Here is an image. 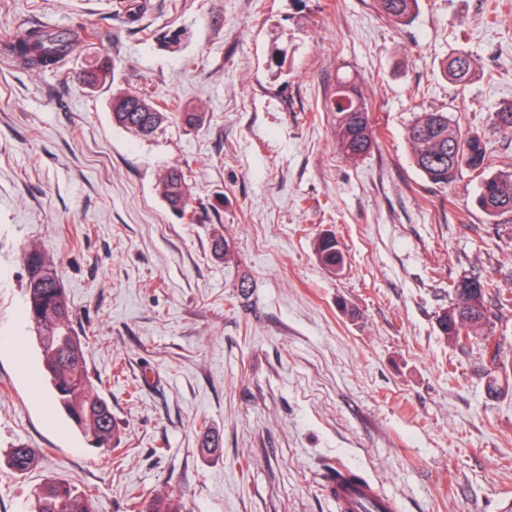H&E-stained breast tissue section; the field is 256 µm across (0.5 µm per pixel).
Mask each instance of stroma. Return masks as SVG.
Returning a JSON list of instances; mask_svg holds the SVG:
<instances>
[{"mask_svg": "<svg viewBox=\"0 0 512 512\" xmlns=\"http://www.w3.org/2000/svg\"><path fill=\"white\" fill-rule=\"evenodd\" d=\"M24 20L100 36L65 80L0 60V339L24 338L0 342V512H29L57 477L95 491L97 512L159 498L173 512H336L328 465L403 512H512V309L491 315L495 363L436 321L462 276L512 289V212L476 202L485 174L512 170L493 121L512 106V0H420L405 25L372 0H146L135 22L111 0H0V35ZM162 28L187 37L165 47ZM460 52L477 62L463 87L442 72ZM101 54L115 76L86 89ZM344 73L377 136L354 162L325 108ZM139 87L204 121L145 139L115 126L113 93ZM425 111L482 136L486 170L427 182L407 141ZM172 166L196 223L159 192ZM328 232L344 256L333 274L313 247ZM32 243L87 339L121 435L113 463L51 407L25 316ZM18 441L39 451L23 475L5 463Z\"/></svg>", "mask_w": 512, "mask_h": 512, "instance_id": "1", "label": "stroma"}]
</instances>
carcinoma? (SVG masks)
Returning a JSON list of instances; mask_svg holds the SVG:
<instances>
[{
    "label": "carcinoma",
    "instance_id": "cac0c4a2",
    "mask_svg": "<svg viewBox=\"0 0 512 512\" xmlns=\"http://www.w3.org/2000/svg\"><path fill=\"white\" fill-rule=\"evenodd\" d=\"M388 19L405 23L417 10L419 0H373ZM96 37V32L79 26L65 33L28 26L24 23L0 38V57L14 61L31 72L50 70L61 76L68 57L80 45ZM114 62L108 56L81 75V82L96 87L112 74ZM475 62L467 53L452 57L443 68L447 79L456 84L468 82ZM334 113L336 149L355 161L375 145L372 118L365 99L354 80L337 77L336 91L327 104ZM112 122L137 136L152 135L171 118L195 126L202 122V112H182L177 102H156L146 91L118 92L112 96ZM414 164L433 184H448L464 168L485 169L488 158L485 141L476 133L464 132L448 119L446 112H420L407 132ZM160 194L169 208L192 221L195 208L183 171L170 168L158 182ZM478 204L490 218L512 212V171H499L484 177ZM315 253L331 273L341 269L343 254L336 236L326 233L315 243ZM25 295L28 319L41 354L42 371L50 385L53 406L62 411L90 445L110 455L118 449L121 438L112 415V407L100 394L89 375L87 346L74 326L56 264L38 247L25 251ZM451 305L437 316L440 333L450 342L465 344L480 341L491 359L499 355L500 343L487 330L490 311L486 300L493 297L502 306H512V291L498 281L464 276L449 285ZM38 452L23 442L11 446L6 463L15 474H22L34 464ZM32 512H96L95 496L81 491L65 480H52L34 496Z\"/></svg>",
    "mask_w": 512,
    "mask_h": 512
}]
</instances>
